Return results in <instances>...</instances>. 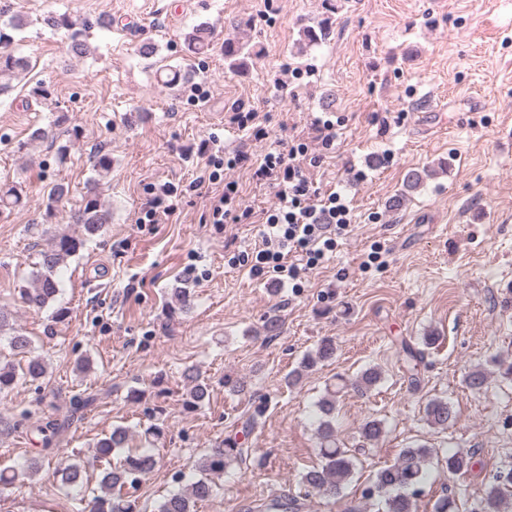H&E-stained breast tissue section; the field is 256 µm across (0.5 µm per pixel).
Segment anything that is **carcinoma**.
<instances>
[{"label": "carcinoma", "instance_id": "1", "mask_svg": "<svg viewBox=\"0 0 512 512\" xmlns=\"http://www.w3.org/2000/svg\"><path fill=\"white\" fill-rule=\"evenodd\" d=\"M42 22L54 30L66 32L67 49L74 55L87 52L86 32L91 28L87 20H74L65 14L50 13ZM22 26V21L15 19L8 24V29L0 28V93L9 91L12 82L28 67L27 60L16 56L11 51L13 36L10 31ZM332 27V17L326 16L316 25L305 26L300 30L301 42L306 45L320 44L326 40ZM187 45L196 54H203L210 45L208 27L199 24L185 37ZM256 55L254 47L247 42L227 41L224 43V61L228 67L244 70L248 60ZM424 182L423 174L411 170L404 180L405 192L390 201V206H401L405 193L414 191ZM26 194L25 186L20 182H6L0 185V210L12 208L21 203ZM111 219L110 212L103 209L98 195H87L72 216V223L80 228L81 233L74 236L60 233L51 245L40 253L38 270L33 273L30 287L23 289V302L30 308L41 310L54 301L59 292L55 278L57 268L67 258L84 245V242L98 234ZM336 346L330 339L323 340L315 353L306 355L298 369L288 375L287 382L296 384L303 373L314 369L317 364L333 358ZM46 374V365L39 357L29 359L23 373H18L12 364L0 363V394L12 390L19 376L32 381ZM184 378L190 384L185 407L194 409L209 396L208 386L199 381L193 370L184 372ZM381 380L380 372L375 368L363 371L350 382L341 384L333 391L327 392L318 402L320 413L317 434L319 436L320 464L306 471L301 483L305 491H315L328 498H338L343 494L346 484L355 469L354 456L349 449L336 443L335 427L332 422L336 410L337 394L346 388L365 394ZM426 421L432 426L448 427L455 420V413L447 401L433 399L425 407ZM64 425L49 422L41 429L45 450H51L53 442L60 437ZM383 433V424L371 419L361 427L362 438L370 444L376 443ZM433 449L424 446L403 448L393 464L378 470L373 487L385 497L386 512H413L412 495L426 479V468ZM243 449L234 439L221 442L206 455L199 464L200 477L188 485V488L169 494L159 505L157 512H195L198 503L210 500L216 494L214 478L224 475V471L242 458ZM120 456L119 463L111 464L112 455ZM92 458L98 462L110 464L101 478L102 495L95 497L92 512H138L136 501L123 494L126 486H135L153 472L157 465L156 457L140 448L128 447V432L116 427L112 432L97 441L92 448ZM448 476L454 477L468 471L471 457L462 451H450L447 458ZM62 481L71 488L83 484V473L79 465L73 464L62 470ZM473 512H512V491L506 485L492 483L485 487L478 506Z\"/></svg>", "mask_w": 512, "mask_h": 512}]
</instances>
